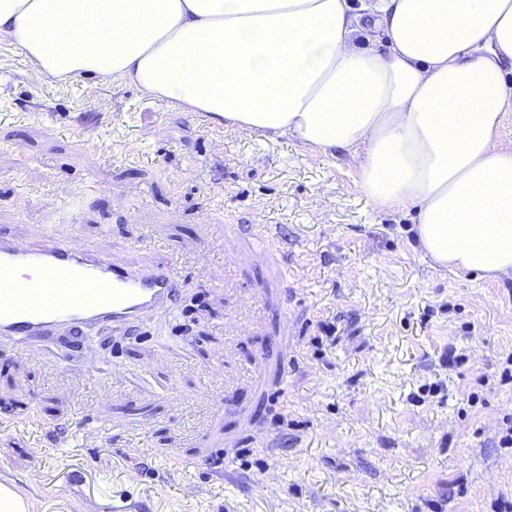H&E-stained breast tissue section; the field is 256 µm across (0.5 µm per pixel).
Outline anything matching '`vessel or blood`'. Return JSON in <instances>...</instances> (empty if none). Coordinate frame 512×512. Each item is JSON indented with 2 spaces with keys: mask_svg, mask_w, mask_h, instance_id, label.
I'll list each match as a JSON object with an SVG mask.
<instances>
[{
  "mask_svg": "<svg viewBox=\"0 0 512 512\" xmlns=\"http://www.w3.org/2000/svg\"><path fill=\"white\" fill-rule=\"evenodd\" d=\"M229 250L246 241L256 262L285 266L275 224H225ZM178 261L128 269L108 253L83 249L76 236L34 246L0 235V344L31 347L60 331L92 330L148 314H170Z\"/></svg>",
  "mask_w": 512,
  "mask_h": 512,
  "instance_id": "obj_1",
  "label": "vessel or blood"
}]
</instances>
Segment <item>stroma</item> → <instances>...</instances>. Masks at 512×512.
Instances as JSON below:
<instances>
[{"label":"stroma","mask_w":512,"mask_h":512,"mask_svg":"<svg viewBox=\"0 0 512 512\" xmlns=\"http://www.w3.org/2000/svg\"><path fill=\"white\" fill-rule=\"evenodd\" d=\"M70 214L89 251L185 267L169 318L0 350V483L31 512L512 507V278L433 269L416 211H374L347 156L220 135L132 87L39 83L1 46L0 231ZM256 222L280 225L287 280L247 248L225 259L213 225ZM252 424L274 448H251Z\"/></svg>","instance_id":"obj_1"}]
</instances>
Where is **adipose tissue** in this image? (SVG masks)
Returning a JSON list of instances; mask_svg holds the SVG:
<instances>
[{
    "label": "adipose tissue",
    "mask_w": 512,
    "mask_h": 512,
    "mask_svg": "<svg viewBox=\"0 0 512 512\" xmlns=\"http://www.w3.org/2000/svg\"><path fill=\"white\" fill-rule=\"evenodd\" d=\"M0 45L41 83L347 155L436 266L512 276V0H0Z\"/></svg>",
    "instance_id": "1"
}]
</instances>
